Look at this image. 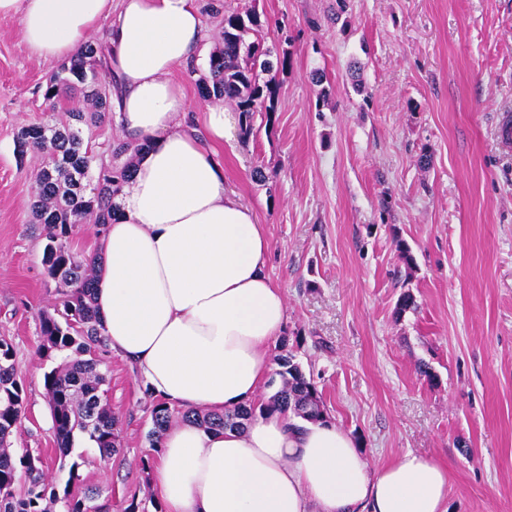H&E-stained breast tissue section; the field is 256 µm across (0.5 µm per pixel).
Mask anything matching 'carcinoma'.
Wrapping results in <instances>:
<instances>
[{
    "instance_id": "cac0c4a2",
    "label": "carcinoma",
    "mask_w": 512,
    "mask_h": 512,
    "mask_svg": "<svg viewBox=\"0 0 512 512\" xmlns=\"http://www.w3.org/2000/svg\"><path fill=\"white\" fill-rule=\"evenodd\" d=\"M259 26L255 14L224 13L222 48L209 57L211 83L205 90L236 101L240 113L268 115L274 112V80L262 78L277 67H288L287 53L267 59L270 50L259 40L249 41L250 31ZM104 66L102 47L89 41L69 63L51 75L45 85L44 99L50 107L80 91L86 108L69 110L66 124H42L22 128L16 137V150L24 156L28 149L40 153L37 196L33 204L34 223L43 225L48 243L44 263L48 276L56 282L60 306L54 313L39 315L41 343L39 352L50 358L64 354L63 361L44 376V388L51 410L57 446L62 455L70 454L75 431L88 434L101 456L118 452L117 421L109 404L102 400L106 374L101 370L99 354L108 352L92 305L95 264L99 256L82 257L73 252L68 238L73 224H93L97 232L112 220V195L128 176L131 165L114 168L99 162L98 155L82 137V126H95L112 113V86L97 79ZM98 171L97 193L87 196V183ZM277 369L269 385L277 391L259 407H243L224 413L187 411L155 400L149 406L153 424L151 447L177 419H191L210 430L242 429L256 413L290 410L305 421L324 420V405L315 385L306 378L291 353L276 358ZM24 408V389L16 378L14 348L0 339V512H49L42 507L49 499L61 504L63 512H107L105 503H96L99 492L79 496L64 488L63 496L47 493L40 458L29 449L11 448L10 437L20 423ZM25 476L27 488L18 495L15 486Z\"/></svg>"
}]
</instances>
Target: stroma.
Segmentation results:
<instances>
[{
    "label": "stroma",
    "mask_w": 512,
    "mask_h": 512,
    "mask_svg": "<svg viewBox=\"0 0 512 512\" xmlns=\"http://www.w3.org/2000/svg\"><path fill=\"white\" fill-rule=\"evenodd\" d=\"M223 4L257 11L266 46L290 56L273 115L242 118L224 144V184L271 241L288 352L370 468L410 450L447 463L448 512H512V143L498 130L512 114V0ZM204 22L193 63L173 74L196 112L222 28ZM59 66L0 17V337L25 392L12 445L42 459L49 489H98L123 512L155 494L148 388L105 353L120 450L101 459L80 434L64 456L44 389L60 359L36 352L37 315L59 297L32 221L39 157H18L15 142L47 115L65 119L43 98ZM405 292L414 305L400 314Z\"/></svg>",
    "instance_id": "stroma-1"
}]
</instances>
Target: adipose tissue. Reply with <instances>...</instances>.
<instances>
[{
	"mask_svg": "<svg viewBox=\"0 0 512 512\" xmlns=\"http://www.w3.org/2000/svg\"><path fill=\"white\" fill-rule=\"evenodd\" d=\"M39 59L97 32L115 121L139 152L100 240L94 305L112 352L182 409L252 405L288 321L265 225L224 188L235 118L223 98L190 111L172 73L205 36L198 0H0ZM153 483L166 512H448V466L408 451L369 468L353 439L291 411L242 431L191 421L164 434Z\"/></svg>",
	"mask_w": 512,
	"mask_h": 512,
	"instance_id": "ef3b65f1",
	"label": "adipose tissue"
}]
</instances>
